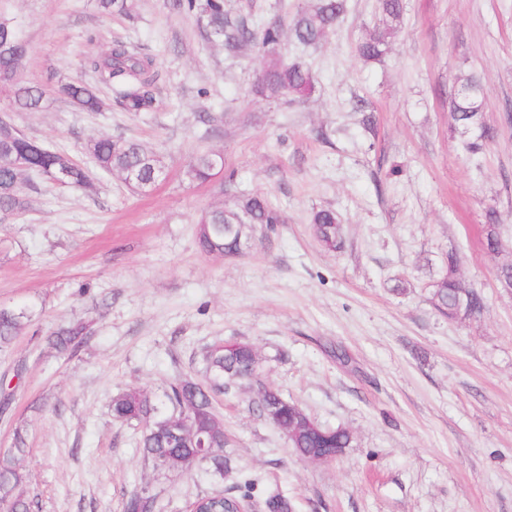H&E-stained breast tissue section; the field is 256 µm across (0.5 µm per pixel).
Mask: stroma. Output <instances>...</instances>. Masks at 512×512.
<instances>
[{
  "instance_id": "1",
  "label": "stroma",
  "mask_w": 512,
  "mask_h": 512,
  "mask_svg": "<svg viewBox=\"0 0 512 512\" xmlns=\"http://www.w3.org/2000/svg\"><path fill=\"white\" fill-rule=\"evenodd\" d=\"M404 22L380 63L356 45L377 22L376 0H349L336 30L306 53L313 96L286 105L256 98L265 60L225 56L194 14L170 0H136L132 17L97 0H0L28 47L22 81L42 85L35 112H16L29 138L88 168L90 185L22 186L29 205L0 224V307L28 309L33 327L0 348V448L27 432L24 465L39 512H123L150 486L155 512H186L228 491L205 470L154 471L139 426L116 421L111 400L144 390L165 403L170 383L200 379L199 354L248 342L261 382L352 443L329 463L299 457L243 385L215 400L253 506L282 493L293 512H512V0H405ZM121 41L149 55L157 107L87 112L56 92L94 82L90 56ZM477 71L484 119L497 131L473 155L454 128L456 74ZM374 113V132L358 107ZM220 116L207 133L201 113ZM141 142L166 176L132 192L95 169V138ZM224 155L240 188L264 192L282 214L236 257L202 253L197 218L224 203L217 184L189 182L196 154ZM341 219L342 250L325 248L313 210ZM496 209L503 247L484 246ZM456 260L480 314L451 321L430 286ZM76 317L93 320L72 355L45 338Z\"/></svg>"
}]
</instances>
